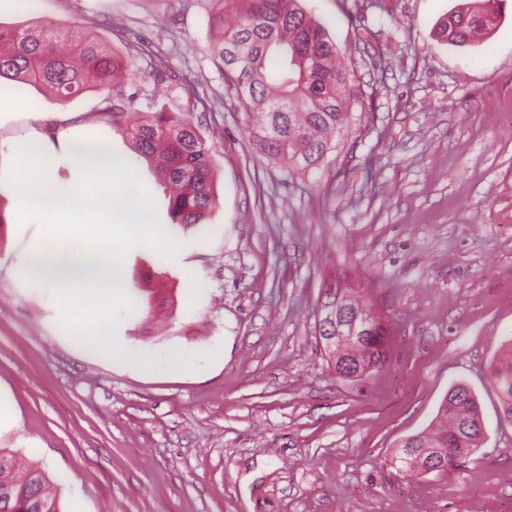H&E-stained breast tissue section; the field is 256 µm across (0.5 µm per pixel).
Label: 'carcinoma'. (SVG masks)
Instances as JSON below:
<instances>
[{
    "label": "carcinoma",
    "instance_id": "cac0c4a2",
    "mask_svg": "<svg viewBox=\"0 0 512 512\" xmlns=\"http://www.w3.org/2000/svg\"><path fill=\"white\" fill-rule=\"evenodd\" d=\"M213 55L227 72L246 110L261 122L252 134L257 153L279 165L290 177L314 174L325 154L336 148L331 137L344 128L351 133L367 120L368 100L355 86L356 63L342 64L340 51L325 28L300 6V0H211ZM502 15L500 0H474L438 25L445 41L465 46L491 32ZM130 79L128 57L104 40L78 38L52 28H0V91L15 94L42 86L65 101L93 88L102 96V111L112 118L139 113L138 97L125 93ZM147 115L124 130L133 142L130 163L160 159V177L169 189L168 217L173 234L190 231L210 235L207 222L217 206L215 163L211 148L190 121L164 110L156 96L146 99ZM349 301L365 312L373 330L364 342L339 344L328 357L334 369L340 360L366 359L379 370L386 364L388 331L380 315L356 296ZM502 417L512 422V340L489 369ZM434 429L413 440L412 456L397 445L392 464L406 477L425 473L429 449L446 454H476L484 436L480 406L463 385L448 390ZM0 512H60L55 484L33 463L0 449Z\"/></svg>",
    "mask_w": 512,
    "mask_h": 512
}]
</instances>
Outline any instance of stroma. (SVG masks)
<instances>
[{
    "instance_id": "stroma-1",
    "label": "stroma",
    "mask_w": 512,
    "mask_h": 512,
    "mask_svg": "<svg viewBox=\"0 0 512 512\" xmlns=\"http://www.w3.org/2000/svg\"><path fill=\"white\" fill-rule=\"evenodd\" d=\"M465 0H302L338 46L371 38L358 65L376 94L343 155L289 178L253 153L252 118L210 42L211 0H19L0 27L91 28L136 49L128 91L154 89L151 56L180 82L161 97L213 146L214 230L181 235L178 259L126 256L136 308L113 337L152 353L142 373L56 326L48 289L14 266L36 235L0 179V448L38 463L61 512H512V423L488 367L512 337V0L472 46L437 41ZM0 109V176L17 146L41 145L52 176L87 138L131 151L85 92L27 88ZM358 290L389 329L385 367L340 378L317 332L334 287ZM181 354L194 370L172 371ZM466 384L487 434L479 454L415 479L395 445Z\"/></svg>"
}]
</instances>
